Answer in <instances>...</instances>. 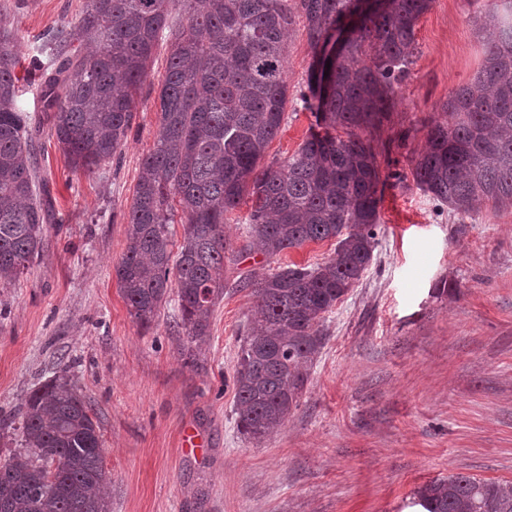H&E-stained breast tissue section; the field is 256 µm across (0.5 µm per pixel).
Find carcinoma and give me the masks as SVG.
<instances>
[{
	"label": "carcinoma",
	"instance_id": "1",
	"mask_svg": "<svg viewBox=\"0 0 512 512\" xmlns=\"http://www.w3.org/2000/svg\"><path fill=\"white\" fill-rule=\"evenodd\" d=\"M88 0L79 23L44 34L30 57L51 130L71 167L91 172L127 140L138 91L158 42L168 44L159 130L127 212L126 251L115 267L130 315L150 327L175 295L186 341L209 336L224 296L227 216L244 198L241 248L275 257L335 240L331 258L289 264L241 281L255 299L234 371L236 425L265 443L298 407L322 326L372 261L383 186L369 136L410 73L415 26L431 0ZM304 20L313 50L340 25L354 34L313 60L302 108L315 124L288 159L261 164L287 99L285 36ZM495 30L473 79L424 122L411 175L431 200L464 213L512 207V2L487 15ZM13 39L0 23V286L42 256L49 209L36 185L35 118L19 105ZM183 228L173 252L172 224ZM22 448L0 463V512H109L97 417L67 376L31 391L19 410ZM425 512H512V483L462 473L413 491Z\"/></svg>",
	"mask_w": 512,
	"mask_h": 512
}]
</instances>
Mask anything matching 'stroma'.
<instances>
[{
  "label": "stroma",
  "mask_w": 512,
  "mask_h": 512,
  "mask_svg": "<svg viewBox=\"0 0 512 512\" xmlns=\"http://www.w3.org/2000/svg\"><path fill=\"white\" fill-rule=\"evenodd\" d=\"M86 4L0 0L19 76L41 36L78 23ZM489 9L487 0H432L418 21L410 76L374 139L400 176L384 189L372 261L327 316L299 407L261 446L235 424L233 373L253 310L235 283L322 263L331 244L271 260L243 251L250 203L242 201L224 226L235 250L224 259L207 343L196 348L179 335L173 303L141 329L115 265L159 129L166 44L155 49L128 138L109 163L73 170L41 123L37 177L58 221L47 227L41 259L0 288V459L22 444L27 395L67 369L99 419L111 512H410L413 490L438 477L512 482V207L459 213L424 196L410 176L424 120L483 63L480 20ZM312 60L303 26H294L287 103L266 161L292 156L314 122L297 102ZM189 431L198 447L184 448Z\"/></svg>",
  "instance_id": "1"
}]
</instances>
